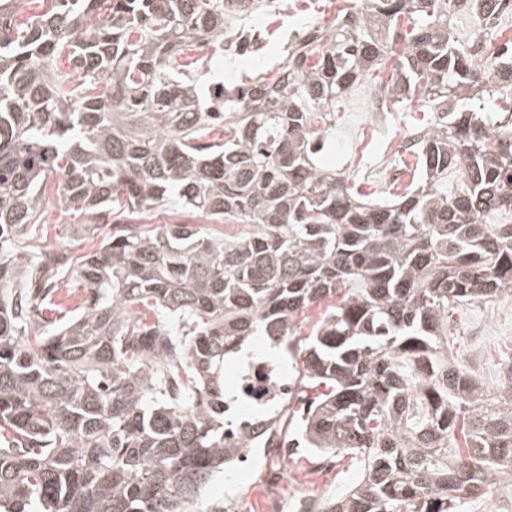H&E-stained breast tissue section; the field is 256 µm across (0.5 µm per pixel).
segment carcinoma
I'll return each instance as SVG.
<instances>
[{
    "mask_svg": "<svg viewBox=\"0 0 512 512\" xmlns=\"http://www.w3.org/2000/svg\"><path fill=\"white\" fill-rule=\"evenodd\" d=\"M15 2L0 0V512H196L241 450L294 447L267 406L226 438L224 361L259 337L288 343L316 391L300 443L359 464L318 512H463L512 486V364L491 394L448 358L450 304L512 288V224L485 222L512 215V112L474 108L512 102V39L448 26L462 7L490 27L501 0H358L247 85L178 58L224 48L226 13L254 0H52L21 22ZM258 42L241 28L230 47ZM388 61L385 98L433 119L412 181L371 204L317 158L326 108ZM53 175L58 207L123 228L48 330L70 258L8 246L42 223ZM173 201L254 231L137 223Z\"/></svg>",
    "mask_w": 512,
    "mask_h": 512,
    "instance_id": "1",
    "label": "carcinoma"
}]
</instances>
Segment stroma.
I'll return each mask as SVG.
<instances>
[{
  "label": "stroma",
  "instance_id": "1",
  "mask_svg": "<svg viewBox=\"0 0 512 512\" xmlns=\"http://www.w3.org/2000/svg\"><path fill=\"white\" fill-rule=\"evenodd\" d=\"M346 5V0H281L279 8L273 10L261 0L249 17L252 28L262 34L256 53L193 51L183 61L201 69L208 79L220 77L228 84L272 77L287 58L290 36L316 23L332 26ZM390 75L387 68L368 73L337 102L336 124L322 152L326 166L348 176L358 192L379 202L391 200L407 186L416 165V156L407 147L416 130L429 119L426 103L418 99L383 111V87ZM56 186V180L47 183L44 222L28 241L31 251L63 249L78 257L98 249L111 235L112 226L99 225L92 234L82 231L83 216L56 207ZM448 334L452 357L474 370L485 387L496 389L501 368L512 362V295L503 293L450 311ZM276 466L282 479L273 484L268 473ZM357 474V463L342 453L329 461L311 449L294 448L276 465L268 461L263 449L256 448L247 464L225 469L208 485L198 508L208 512L218 502L224 512H266L273 504L279 512H293L299 498L320 503L325 496L348 487Z\"/></svg>",
  "mask_w": 512,
  "mask_h": 512
}]
</instances>
